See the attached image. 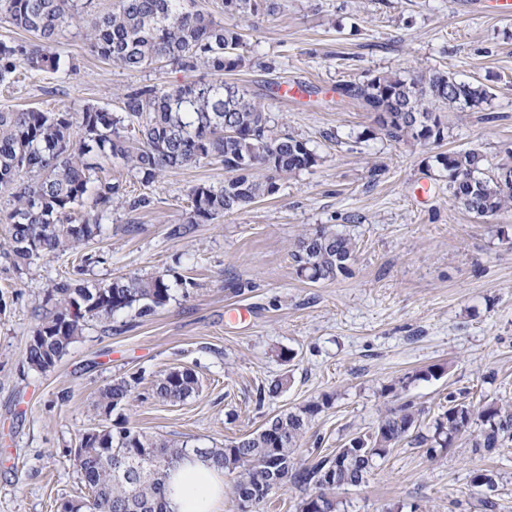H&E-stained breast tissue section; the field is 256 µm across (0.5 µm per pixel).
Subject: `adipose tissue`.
I'll return each instance as SVG.
<instances>
[{
  "mask_svg": "<svg viewBox=\"0 0 512 512\" xmlns=\"http://www.w3.org/2000/svg\"><path fill=\"white\" fill-rule=\"evenodd\" d=\"M168 501L172 512H222L223 471L193 456L184 459L171 475Z\"/></svg>",
  "mask_w": 512,
  "mask_h": 512,
  "instance_id": "obj_1",
  "label": "adipose tissue"
}]
</instances>
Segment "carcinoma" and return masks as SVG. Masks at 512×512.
Returning <instances> with one entry per match:
<instances>
[{
	"label": "carcinoma",
	"mask_w": 512,
	"mask_h": 512,
	"mask_svg": "<svg viewBox=\"0 0 512 512\" xmlns=\"http://www.w3.org/2000/svg\"><path fill=\"white\" fill-rule=\"evenodd\" d=\"M92 0H0V21L35 35L33 42H0V84L18 81L20 69L57 72L65 66L54 52L71 20L88 13ZM86 40L98 58L130 72L172 67L185 73L206 70L217 80H191L171 87L143 85L124 94L112 112L96 105L80 110L42 112L0 110V193L7 196V239L0 256L21 270L45 257L75 252L104 233L116 207L136 211L150 206L144 195L130 196L119 180L96 176V156L128 169L141 184H150L172 169L218 161L224 185L200 184L189 193L186 221L169 235L181 238L195 224L241 211L275 194L279 181L317 165L320 156L307 141L279 131L265 106L247 96L235 82L220 76L253 61L245 56L243 34L236 25L196 7V0H113L103 15L87 21ZM375 114L385 135L395 142L425 145L444 138V125L433 106L476 108L488 97L479 84L457 80L448 72L427 78L382 73L365 83L343 87ZM435 161L449 176L467 182L451 186L452 195L478 217L512 210V151L494 169L485 168L476 150L448 151ZM356 242L330 225L302 233L291 253L298 276L311 283L351 274ZM101 256L85 254L81 265L52 284L43 299L51 309L38 318L26 344L24 359L34 371L53 369L83 334L89 321L104 329L119 316L136 311L145 317L172 298L174 283L166 273L130 274L108 283L83 278ZM137 379H116L105 385L95 407L109 420L128 404ZM155 397L183 402L199 392L197 375L173 368L153 383ZM397 405L385 409L376 428L352 435L333 456L300 462V442L323 408L325 395L296 410L280 413L262 428L222 448H189L149 436L118 419L84 434L82 450L70 453V466L81 476L88 495L66 500L60 512H170L169 472L194 454L233 476L235 502L248 498L260 504L288 483L313 485L315 493L297 504V512H337L336 494L368 481L375 463L406 441L426 453L448 449L466 436L471 447L487 453L512 445V401L475 404L448 396V404L422 430L423 411L400 396L396 384L384 387ZM152 458L160 475L128 480L116 474L120 460ZM472 485L496 490L494 470L473 471Z\"/></svg>",
	"instance_id": "cac0c4a2"
}]
</instances>
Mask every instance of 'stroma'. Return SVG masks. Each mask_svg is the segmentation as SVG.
<instances>
[{
    "instance_id": "35a3bbf8",
    "label": "stroma",
    "mask_w": 512,
    "mask_h": 512,
    "mask_svg": "<svg viewBox=\"0 0 512 512\" xmlns=\"http://www.w3.org/2000/svg\"><path fill=\"white\" fill-rule=\"evenodd\" d=\"M265 10L224 15L221 0H198L244 34L255 60L229 79L264 104L281 129L320 157L278 191L245 210L167 234L190 211L197 184L223 185L211 161L163 172L152 184L128 179L130 195L150 207L114 211L86 252L103 256L96 282L166 271L186 279L153 315H127L111 329L89 323L50 372L27 367L24 350L35 307L81 255L44 259L15 271L0 258V512H57L84 488L66 456L83 433L101 426L94 404L118 378H137L124 415L149 435L220 448L268 419L331 395L312 421L301 457L333 454L350 436L375 428L391 403L382 388L407 378L404 391L432 420L448 395L512 398V211L478 217L458 205L438 153L474 149L488 166L512 151V15L495 0H277ZM76 65L30 72L0 86V109L56 112L95 104L117 110L127 90L169 86L189 76L172 68L124 71L94 56L84 22L55 47ZM443 70L488 86L487 103L444 112L445 138L427 146L389 140L350 83L397 72ZM310 87L301 100L272 90ZM330 224L357 244L352 273L316 284L299 278L290 257L305 229ZM246 315H239V308ZM292 360H284V353ZM444 367L437 379L417 370ZM189 368L201 387L184 402L151 395L153 381ZM284 386L277 393L275 381ZM499 473L497 512H512V447L496 454L460 438L426 456L400 444L377 461L368 482L337 495L339 512H483L474 470Z\"/></svg>"
}]
</instances>
